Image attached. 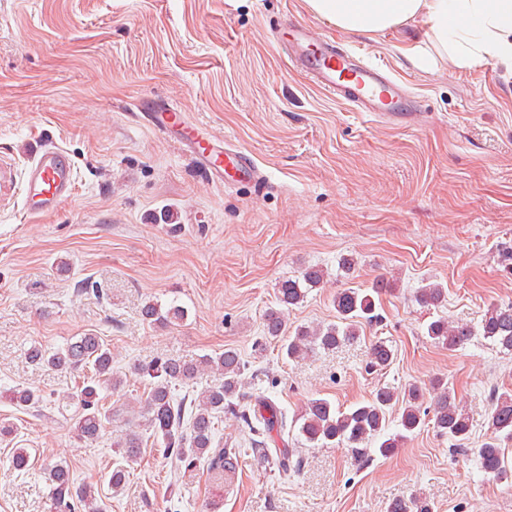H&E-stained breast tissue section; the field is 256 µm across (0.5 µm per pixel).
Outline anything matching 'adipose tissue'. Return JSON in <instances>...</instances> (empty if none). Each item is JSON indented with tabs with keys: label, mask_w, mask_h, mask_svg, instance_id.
Here are the masks:
<instances>
[{
	"label": "adipose tissue",
	"mask_w": 512,
	"mask_h": 512,
	"mask_svg": "<svg viewBox=\"0 0 512 512\" xmlns=\"http://www.w3.org/2000/svg\"><path fill=\"white\" fill-rule=\"evenodd\" d=\"M317 17L345 31L375 34L423 28L451 62L495 61L512 71V0H307Z\"/></svg>",
	"instance_id": "ef3b65f1"
}]
</instances>
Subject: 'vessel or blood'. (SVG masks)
Listing matches in <instances>:
<instances>
[{
    "mask_svg": "<svg viewBox=\"0 0 512 512\" xmlns=\"http://www.w3.org/2000/svg\"><path fill=\"white\" fill-rule=\"evenodd\" d=\"M276 43L309 82L358 111L382 117L384 99L403 95L400 81L372 62L364 50L337 46L316 27L285 25L277 32ZM136 107L146 111L148 124L158 136L177 143L210 177L223 179L224 166L229 163L246 179L262 180L251 155L222 140L203 138L187 113L150 101H137ZM74 184L75 167L68 153L56 146L41 148L23 188L25 212L40 214L54 209L72 197Z\"/></svg>",
    "mask_w": 512,
    "mask_h": 512,
    "instance_id": "vessel-or-blood-1",
    "label": "vessel or blood"
}]
</instances>
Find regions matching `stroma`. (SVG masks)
Wrapping results in <instances>:
<instances>
[{
  "label": "stroma",
  "instance_id": "obj_1",
  "mask_svg": "<svg viewBox=\"0 0 512 512\" xmlns=\"http://www.w3.org/2000/svg\"><path fill=\"white\" fill-rule=\"evenodd\" d=\"M289 21L387 66L422 125L368 118L309 84L273 38ZM408 40L403 30L338 29L305 0H0V418L18 428L0 441V512H46L50 459L93 484L107 512H209L214 502L219 512H387L418 494L434 512H512V486L486 478L473 454L491 391L512 388V355L479 336L451 350L424 335L433 317L476 324L487 305L512 302V73L493 62L456 67L427 41L422 52L437 61L422 64ZM140 99L188 112L250 154L262 181L211 180L150 129ZM45 145L72 158L74 194L29 215L22 189ZM346 255L358 261L350 273L339 269ZM309 265L327 280L287 310L294 327L335 321L338 289L380 278L395 286L356 339L294 362L266 343L264 316L279 306V281ZM87 281L105 297L80 293ZM429 282L447 292L440 308L415 300ZM149 301L178 302L186 316L150 324ZM87 332L111 345L123 380L101 390L112 423L90 446L56 405L71 375L28 358L32 346L54 350ZM379 340L393 361L371 371ZM227 348L248 367L241 403L270 392L291 421L309 398L346 409L381 386H419L428 406L431 381L442 379L470 416L468 447L428 424L393 455L363 456L304 447L292 427L298 468L284 477L248 460L218 498L206 465L172 475L150 444L113 494V442L137 429L126 404L145 390L135 366ZM25 387L39 390L38 404L22 409L3 395ZM16 447L31 453L23 474L9 468Z\"/></svg>",
  "mask_w": 512,
  "mask_h": 512
}]
</instances>
